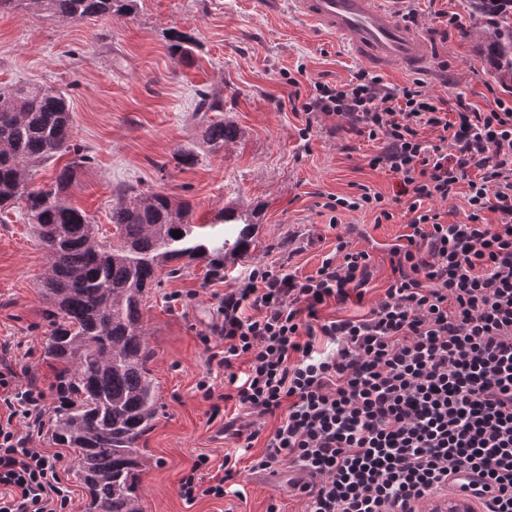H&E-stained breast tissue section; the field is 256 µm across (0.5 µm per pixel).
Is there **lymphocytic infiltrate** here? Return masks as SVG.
Wrapping results in <instances>:
<instances>
[{"mask_svg": "<svg viewBox=\"0 0 512 512\" xmlns=\"http://www.w3.org/2000/svg\"><path fill=\"white\" fill-rule=\"evenodd\" d=\"M300 110L349 118L375 141L369 164L398 176L409 219L388 247L390 284L362 315L324 313L363 302L371 276V253L340 233L315 272L256 266L217 295L208 360L244 415L279 419L253 469L306 474L305 512H417L462 471L482 479L485 512H512V102L461 100L451 114L421 80L395 88L360 69L341 85L314 82ZM460 184L466 219L443 222L429 203ZM324 207L333 229L340 211L394 218L364 185ZM45 412L43 389L0 370V512L69 503L57 460L21 430ZM208 462L199 455L181 478V497H223L236 463L207 477Z\"/></svg>", "mask_w": 512, "mask_h": 512, "instance_id": "obj_1", "label": "lymphocytic infiltrate"}]
</instances>
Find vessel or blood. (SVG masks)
Returning a JSON list of instances; mask_svg holds the SVG:
<instances>
[{"label":"vessel or blood","mask_w":512,"mask_h":512,"mask_svg":"<svg viewBox=\"0 0 512 512\" xmlns=\"http://www.w3.org/2000/svg\"><path fill=\"white\" fill-rule=\"evenodd\" d=\"M387 0H293L296 13L318 29L336 35L349 44L365 62L381 69L402 65L423 68L428 46L422 35L400 22L386 5ZM471 473L457 475L450 482L452 497L480 501Z\"/></svg>","instance_id":"vessel-or-blood-1"}]
</instances>
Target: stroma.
Listing matches in <instances>:
<instances>
[{
  "label": "stroma",
  "instance_id": "obj_1",
  "mask_svg": "<svg viewBox=\"0 0 512 512\" xmlns=\"http://www.w3.org/2000/svg\"><path fill=\"white\" fill-rule=\"evenodd\" d=\"M430 49L427 72L400 67L381 74L401 87L421 78L434 98L456 109L458 99L486 109L502 91L475 40L467 0H409ZM456 15L440 35L438 12ZM196 40L192 59L170 54V29ZM364 65L335 35L317 29L295 12L291 0H137L126 17L99 21L63 20L36 4L0 12V87L43 83L64 90L74 121V139L88 156L68 194L93 219L110 222L115 190L134 186L187 200L194 223L211 224L224 208L255 214L256 247L248 258L227 265L223 277L205 279L203 264L163 277L150 289L144 320L152 351L149 368L160 395L153 428L142 438L148 457L140 474L143 512H266L278 501L282 512H302L304 503L287 487H272L249 469V455L237 467V493L185 501L179 483L198 455L218 472L233 440H217L223 418L212 415L221 402L224 371L208 364L204 336L217 314L213 294L233 287L244 269L283 263L306 275L347 231L357 247L373 254L374 301L389 285L386 247L406 231V202L398 198L391 172L371 168L374 142L357 135L345 119L321 116L302 139V113L289 96L306 98L313 82L346 83ZM224 99L225 121L239 129L236 143L209 151L201 138L208 113L198 111V94ZM196 155L177 164L176 150ZM366 185L391 200L398 217L375 223L374 213H341L339 230L328 226L322 207L328 195H347ZM47 266L31 236L23 207L0 214V361L32 377L47 390L54 382L43 360L48 334L38 284ZM211 396H204L200 381ZM33 447L63 456L58 475L71 498L66 512H85L87 492L75 475L72 449L55 444L46 428L30 427Z\"/></svg>",
  "mask_w": 512,
  "mask_h": 512
}]
</instances>
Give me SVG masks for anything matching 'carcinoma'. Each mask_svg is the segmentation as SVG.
<instances>
[{"mask_svg": "<svg viewBox=\"0 0 512 512\" xmlns=\"http://www.w3.org/2000/svg\"><path fill=\"white\" fill-rule=\"evenodd\" d=\"M54 17L111 19L131 14L135 0H35ZM484 18L466 30L479 41L492 74L512 84V0H469ZM172 55L191 54L195 39L178 30ZM238 128L222 119L205 124L203 141L218 152ZM73 153L44 187L28 188V168ZM67 95L39 84L0 88V211L25 203L30 231L48 263L39 285L50 330L44 360L54 370L59 405L49 432L74 449L76 475L88 493L87 512H143L139 476L146 456L139 441L153 427L159 394L148 364L152 354L143 321L144 298L161 284L158 271L174 262L205 264L212 277L255 248L253 214L226 208L219 222L230 234H211L191 222L190 205L165 192L126 187L112 199V241L68 199L81 167ZM178 230L176 239L171 232Z\"/></svg>", "mask_w": 512, "mask_h": 512, "instance_id": "obj_1", "label": "carcinoma"}]
</instances>
